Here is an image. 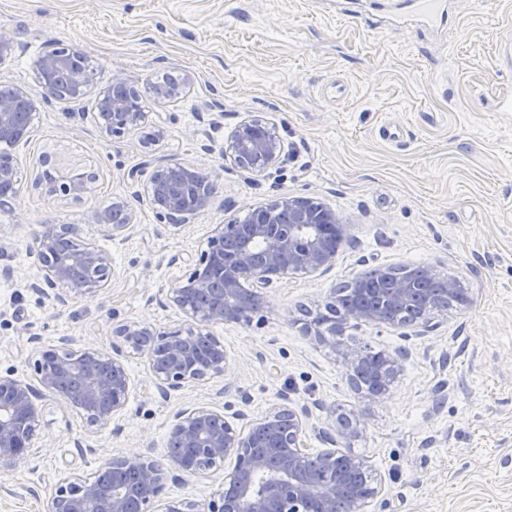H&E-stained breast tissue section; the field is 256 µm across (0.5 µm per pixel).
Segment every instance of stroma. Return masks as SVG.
I'll return each mask as SVG.
<instances>
[{
  "mask_svg": "<svg viewBox=\"0 0 512 512\" xmlns=\"http://www.w3.org/2000/svg\"><path fill=\"white\" fill-rule=\"evenodd\" d=\"M447 31L411 29L374 36L336 15V0H0V86L37 104L29 141L12 149L19 194L0 210V374L32 381L36 351L67 336L80 346L110 342L109 328L139 320L182 324L165 294L189 272L213 225L278 198L311 197L352 224L353 240L324 276L294 275L269 291L261 320L218 325L231 372L162 397L144 357L125 359L131 386L112 428L96 432L58 396L40 402L39 446L31 460L0 470V512H48L62 477L97 471L115 456L167 460L172 413L205 404L227 419L253 418L288 395L309 410L310 446L327 408L364 415L343 444L381 479L373 512H512V112L494 104L512 86L497 62L512 0H458ZM91 57L96 86L61 101L37 83L35 62L54 46ZM165 73L186 93L149 102L146 130L108 134L97 121L99 94L119 78L136 89ZM276 127L289 153L263 174L224 159L239 124ZM394 139L383 136V128ZM53 173H98L80 201L48 198L32 182L41 155ZM172 158L220 172L212 207L181 230L163 225L142 201L150 160ZM138 178H131V171ZM133 210L129 236L112 239L91 212L113 198ZM44 224H76L79 240L107 252L105 294L65 307L29 287L30 255ZM434 267L458 280L468 306L439 315L432 337L363 324L342 340L409 357L385 397L354 391L343 363L308 336L309 314L323 311L334 286L366 268ZM220 472H168L164 500L205 499Z\"/></svg>",
  "mask_w": 512,
  "mask_h": 512,
  "instance_id": "stroma-1",
  "label": "stroma"
}]
</instances>
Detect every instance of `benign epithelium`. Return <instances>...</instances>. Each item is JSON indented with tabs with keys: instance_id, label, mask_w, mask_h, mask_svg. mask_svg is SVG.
I'll return each mask as SVG.
<instances>
[{
	"instance_id": "benign-epithelium-1",
	"label": "benign epithelium",
	"mask_w": 512,
	"mask_h": 512,
	"mask_svg": "<svg viewBox=\"0 0 512 512\" xmlns=\"http://www.w3.org/2000/svg\"><path fill=\"white\" fill-rule=\"evenodd\" d=\"M71 53L52 49L36 61L38 82L49 90L58 74L70 80L74 97L82 96L90 82L84 71L71 68ZM35 104L26 94L13 90L0 95V143L21 142L25 113ZM99 105L112 112L100 124L111 135L121 136L141 126L147 114L128 111L124 95L104 90ZM254 128L242 136L237 127L228 138L224 158L234 165L264 173L288 153L275 127L247 121ZM172 159L157 166L143 191L159 218L177 229L187 216L207 211L216 193L215 176ZM17 170L9 152L0 153V185H16ZM98 176L84 172L58 182L49 170L37 175L33 187L50 198L79 201L95 191ZM91 219L107 236L117 238L132 228L133 214L126 200L115 198L92 211ZM352 225L335 211L314 206L308 197H285L251 213L248 224H216L191 272L177 281L167 300L185 317L187 326L160 331L143 321H125L112 326L110 347L74 348L67 338L42 347L32 367L36 383L0 375V468L16 467L31 456L38 438V401L49 392L63 398L85 419L88 426L103 430L112 425L128 402L130 377L123 353L146 357L157 392L168 397L190 383L225 375L230 362L223 342L212 332L216 325H250L247 303L265 306L267 290L292 274H324L333 269L343 245L351 241ZM76 224L40 226L31 257L41 270L42 280L32 290L58 304L71 299H96L112 280V258L87 245L70 254L65 246L79 236ZM379 306L352 307L338 321L323 322L312 317L306 332L330 349L349 376L363 369L366 356L337 340L346 325L363 323L398 327L388 312L417 300L413 280L396 278L374 289ZM414 336L423 338L438 328L433 319L416 316L408 322ZM408 351L382 354V368L389 376L401 371ZM308 411L282 398V403L265 415L239 427L224 414L205 405L178 410L173 415L167 447L173 469L201 476L234 459L221 488L209 498H184L163 502L160 495L166 471L145 456H117L112 468L129 477V483L113 487L98 475L67 476L58 481L49 512H370L382 493L381 482L367 475L366 461L334 446L338 439L355 437L364 427L363 413L329 410L319 438L328 447L310 448Z\"/></svg>"
}]
</instances>
